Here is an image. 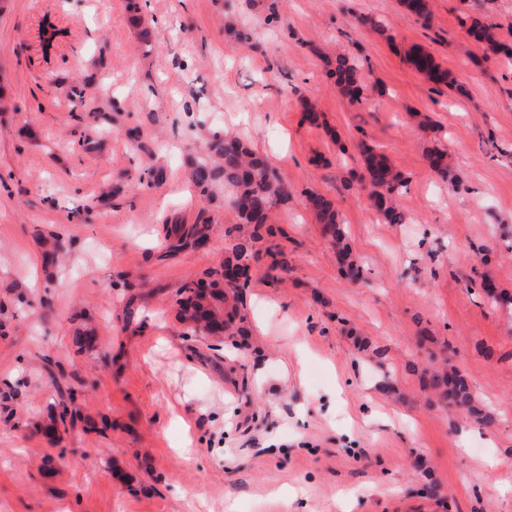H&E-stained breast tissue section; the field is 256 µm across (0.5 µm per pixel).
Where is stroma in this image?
Listing matches in <instances>:
<instances>
[{
    "label": "stroma",
    "instance_id": "1",
    "mask_svg": "<svg viewBox=\"0 0 512 512\" xmlns=\"http://www.w3.org/2000/svg\"><path fill=\"white\" fill-rule=\"evenodd\" d=\"M432 9L426 24L399 0H0V512H512V317L466 286L512 293V65L467 57L460 24L484 13L511 43L512 0ZM228 11L255 34L248 59ZM415 45L463 85L433 87ZM339 55L362 66L361 102L326 71ZM91 78L107 106L74 111ZM216 131L268 156L291 199L239 292L243 335L188 340L176 291L233 245L223 185L186 178ZM364 140L408 181L403 223L371 206ZM435 146L456 184L430 168ZM309 191L334 200L362 279ZM201 222L206 247L169 249ZM86 325L93 352L73 343ZM445 344L493 426L427 405L419 372ZM61 386L80 418L54 445ZM305 205L316 215L325 238L336 247V259L342 273L351 280L360 279L364 267L344 242V222L332 200L319 192L311 191L305 195Z\"/></svg>",
    "mask_w": 512,
    "mask_h": 512
}]
</instances>
